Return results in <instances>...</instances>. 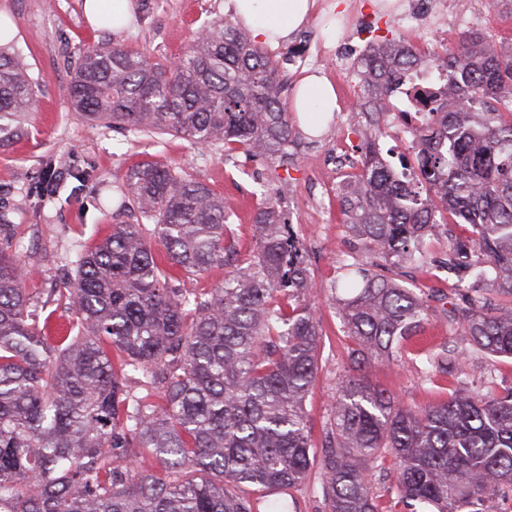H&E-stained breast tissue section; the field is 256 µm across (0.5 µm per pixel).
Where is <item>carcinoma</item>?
<instances>
[{"label": "carcinoma", "mask_w": 512, "mask_h": 512, "mask_svg": "<svg viewBox=\"0 0 512 512\" xmlns=\"http://www.w3.org/2000/svg\"><path fill=\"white\" fill-rule=\"evenodd\" d=\"M430 64L448 72V111L415 132L425 192L364 135L358 172L342 193L344 223L364 262H345L330 286L355 347L337 390L324 451L314 457L305 398L319 370L315 284L283 212L255 215L256 254L207 291L200 276L235 249L234 210L205 184L154 159L131 166L123 187L153 221L158 257L140 224L72 261L68 330L49 336L26 288L30 258L0 224V512H286L317 480L327 512H383L374 469L393 460L403 512H490L512 486V389L407 408L368 378L400 353L430 314L422 298L376 267L424 258L435 224L466 233L448 249V272L467 306L448 312L477 352L512 358V43L479 33L456 49L421 54L389 41L357 63L361 110L393 92L398 76ZM37 82L0 46V147L25 133ZM90 122L168 133L288 163L293 122L281 100L278 61L233 18L210 21L178 63L96 44L68 87ZM487 282L501 303L485 309ZM117 352L119 364L112 363ZM459 355L428 357L447 372ZM161 470L134 472L143 456Z\"/></svg>", "instance_id": "obj_1"}]
</instances>
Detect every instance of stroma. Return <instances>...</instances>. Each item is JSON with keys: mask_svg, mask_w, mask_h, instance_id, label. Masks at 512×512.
Wrapping results in <instances>:
<instances>
[{"mask_svg": "<svg viewBox=\"0 0 512 512\" xmlns=\"http://www.w3.org/2000/svg\"><path fill=\"white\" fill-rule=\"evenodd\" d=\"M412 2L398 0L396 8L388 9L382 0H313L302 28L288 42L265 48L280 62L283 102L293 103L301 79L311 73L325 77L335 92L354 97L359 84L352 65L376 40L397 38L425 52L434 48L427 39L431 32L450 45L467 30L496 44L512 41V0H472L473 24L442 28L427 17L415 31L401 20ZM0 11L16 30L12 46L39 83L27 133L0 148V224L14 225L17 240L31 256L27 286L45 302L53 327L66 322L63 301L51 298L50 291L63 287L70 257L107 237L113 225L139 222L138 213L123 204L120 188L127 169L140 160L151 157L175 167L235 204L236 250L226 256L225 267L195 277L196 288L215 287L226 267L255 253L254 214L265 199H272L292 225L319 288L311 304L321 320V363L306 411L312 444L321 447L350 344L328 288L340 275V261L365 259L360 242L342 222L340 179L328 172L326 163L341 135L347 138V157L357 159L359 134L369 128L378 129L381 155L393 165L413 163L410 143L384 111L370 115L348 104L333 112L320 136L299 131L291 147L293 159L285 166L246 159L238 150L201 148L169 134L92 125L76 114L66 92L87 46L108 42L165 63L181 54L204 23L228 17L227 0H134L130 22L117 31L91 26L83 0H0ZM331 20L336 29L328 36L324 28ZM48 164L55 169L58 189L54 200L41 204L40 175ZM460 232L454 224L436 226L423 242L426 263L404 262L391 273L420 294L432 313L424 331L412 339L413 352L373 363L369 371L374 385L408 407L446 400L454 389L512 387V358L472 354L462 327L448 323L443 314L464 303L445 266L448 240ZM443 349L460 355L454 374L429 373L428 355Z\"/></svg>", "mask_w": 512, "mask_h": 512, "instance_id": "stroma-1", "label": "stroma"}]
</instances>
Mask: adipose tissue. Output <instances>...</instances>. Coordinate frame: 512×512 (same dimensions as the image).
<instances>
[{
	"label": "adipose tissue",
	"instance_id": "1",
	"mask_svg": "<svg viewBox=\"0 0 512 512\" xmlns=\"http://www.w3.org/2000/svg\"><path fill=\"white\" fill-rule=\"evenodd\" d=\"M236 20L249 28L253 38L263 44L277 45L298 31L307 20L311 0H230ZM336 93L324 77L306 76L294 99L295 111L304 113L306 122H314L317 113L332 112Z\"/></svg>",
	"mask_w": 512,
	"mask_h": 512
}]
</instances>
